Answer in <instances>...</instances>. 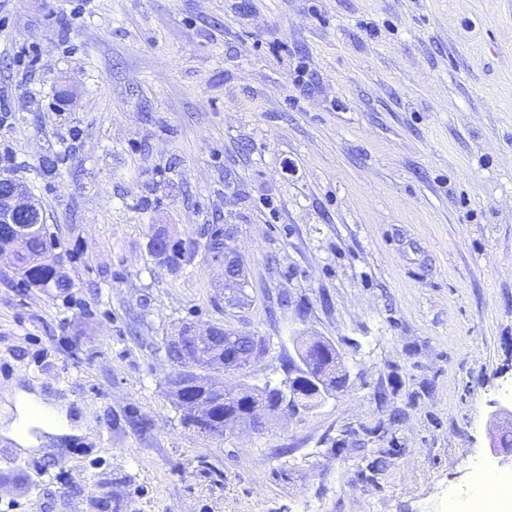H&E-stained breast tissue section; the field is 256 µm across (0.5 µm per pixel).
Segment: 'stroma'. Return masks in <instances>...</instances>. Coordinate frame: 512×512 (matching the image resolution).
<instances>
[{
    "mask_svg": "<svg viewBox=\"0 0 512 512\" xmlns=\"http://www.w3.org/2000/svg\"><path fill=\"white\" fill-rule=\"evenodd\" d=\"M0 109L68 282L0 263V390L82 430L0 434V512L109 479L119 512H467L512 402V0H0ZM227 224L238 307L204 249ZM186 323L264 337L248 384L322 338L348 387L200 439L164 390ZM492 404L496 409L491 414V424L496 433L492 437L491 448H498V443H502L503 435L510 432L512 428V402L510 407L497 402Z\"/></svg>",
    "mask_w": 512,
    "mask_h": 512,
    "instance_id": "1",
    "label": "stroma"
}]
</instances>
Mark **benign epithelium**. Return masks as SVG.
<instances>
[{"label":"benign epithelium","mask_w":512,"mask_h":512,"mask_svg":"<svg viewBox=\"0 0 512 512\" xmlns=\"http://www.w3.org/2000/svg\"><path fill=\"white\" fill-rule=\"evenodd\" d=\"M44 223L43 210L34 197L17 180L0 174V260L7 263L15 261L20 247ZM236 228L232 224L224 225V250L213 255V263L224 271L225 303L234 307L238 302V289L241 288L246 273L237 250L230 245L235 239ZM199 345L210 346L231 337L234 341H243L241 353L236 359L224 360L219 367L221 375L243 374L253 364L265 357L261 337L248 331H237L209 325L204 329H193ZM495 410L491 414V424L496 430L491 447H498L504 434L512 431V406L493 403Z\"/></svg>","instance_id":"benign-epithelium-1"}]
</instances>
